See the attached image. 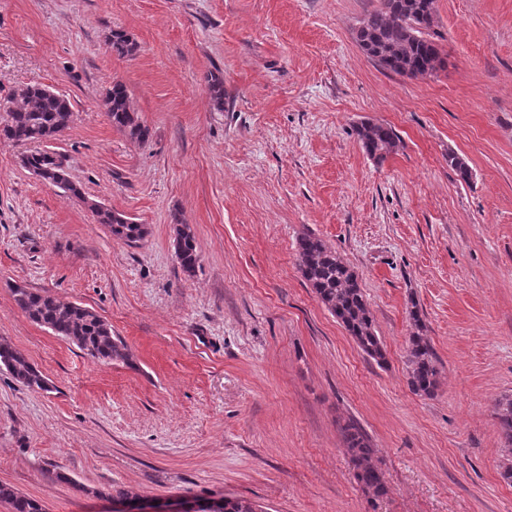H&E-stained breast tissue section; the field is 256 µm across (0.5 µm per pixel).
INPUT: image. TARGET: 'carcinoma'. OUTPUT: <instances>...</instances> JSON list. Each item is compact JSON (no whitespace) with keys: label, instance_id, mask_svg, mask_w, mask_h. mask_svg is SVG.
I'll use <instances>...</instances> for the list:
<instances>
[{"label":"carcinoma","instance_id":"1","mask_svg":"<svg viewBox=\"0 0 512 512\" xmlns=\"http://www.w3.org/2000/svg\"><path fill=\"white\" fill-rule=\"evenodd\" d=\"M436 15V0H380L379 5L359 21L356 41L361 50L383 69L392 73L417 77L433 73L441 62L438 44L429 30ZM112 54L119 58L134 56L137 43L127 34L114 31L109 40ZM105 112L112 127L131 138L144 141L148 128L133 108L124 84L116 81L103 98ZM73 110L70 102L58 93L39 85L26 86L21 104L7 110V118L0 121V138L17 143L46 142L59 139L69 128ZM356 134L366 154L383 162L392 154L399 138L386 125L363 122ZM26 168L41 171L48 183L75 196L81 195L66 174L51 158L42 152L32 153L23 160ZM448 167L459 180L470 182L469 165L457 154L448 153ZM98 223L107 227L115 239L126 243L140 241L147 235L142 224L125 214L89 203ZM173 246L175 256L184 273L191 276L199 266L200 257L194 233L188 224L174 219ZM299 270L314 290L318 299L336 317L356 346L367 357L380 363L384 349L378 336L368 304L360 288L358 276L322 239L302 235L296 243ZM18 307L35 324L50 329L93 358L131 362L128 347L113 336L112 325L90 309L65 302L47 291L27 288L12 289ZM413 331L407 340L406 364L409 386L419 395L431 396L438 385L437 357L425 336V326L417 305L409 311ZM0 371L33 391H49L44 375L19 350L7 342H0ZM501 434L512 447V398L499 399L495 405ZM344 443L356 469V479L365 493L373 498L384 497L388 487L375 459L376 449L355 423L342 428ZM94 495L108 500H139V496L124 488H111ZM0 502L10 506L11 512H45L40 501L0 484ZM199 512H261L245 498H208L199 501Z\"/></svg>","mask_w":512,"mask_h":512}]
</instances>
